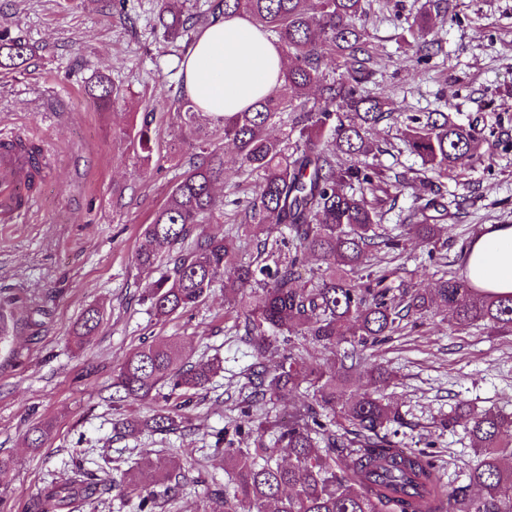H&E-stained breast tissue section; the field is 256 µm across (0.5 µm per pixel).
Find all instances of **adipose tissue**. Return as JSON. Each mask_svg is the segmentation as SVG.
I'll return each instance as SVG.
<instances>
[{"instance_id": "obj_1", "label": "adipose tissue", "mask_w": 512, "mask_h": 512, "mask_svg": "<svg viewBox=\"0 0 512 512\" xmlns=\"http://www.w3.org/2000/svg\"><path fill=\"white\" fill-rule=\"evenodd\" d=\"M286 66L278 44L243 15L203 30L182 70L186 96L198 111L248 109L278 84ZM466 276L479 289L512 294V225L490 224L467 251Z\"/></svg>"}]
</instances>
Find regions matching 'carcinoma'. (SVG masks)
<instances>
[{"instance_id":"carcinoma-1","label":"carcinoma","mask_w":512,"mask_h":512,"mask_svg":"<svg viewBox=\"0 0 512 512\" xmlns=\"http://www.w3.org/2000/svg\"><path fill=\"white\" fill-rule=\"evenodd\" d=\"M365 0H212L207 9L183 15L172 0H160L163 37L195 43L198 35L223 15L242 14L262 31L278 38L290 63L278 86L252 108L230 115L199 112L183 103V120L195 150L192 162L146 225V245L134 258L138 268L157 273L146 289L153 315L166 321L194 310L218 282L224 301L244 316V331L255 352L249 368L250 392L242 399L243 419L235 432L252 428L251 409L278 399L307 382L313 399L293 408L288 423L272 424L274 446L235 448L227 445L224 471L235 486L233 498L212 490L208 512H512V412L495 406L467 405L440 420L450 429L462 422L475 442V464L468 482L444 486L436 461L397 447L388 430L403 422L399 409L371 392L346 397L351 374L382 382L392 371L367 363L357 350L340 352L353 343L363 349L388 341L400 321L425 316L439 308L462 326L483 325L494 332H512V294L497 295L472 286L464 278H444L427 293L401 290L392 294L391 272L362 275L373 253L400 249L405 238L436 246L443 232L436 196H429L401 232H378L379 212L367 194L388 184L382 172L357 161L371 151L367 129L388 117L385 102L362 90L374 60L366 49L367 30L357 26ZM338 60L339 73L322 68L324 51ZM31 47L0 34V69L17 70ZM317 86L321 100L306 91ZM88 96L106 107L116 97L111 80L98 76ZM286 116L293 144L265 134L276 118ZM156 113L146 112L138 131L143 150L150 149V126ZM409 145L435 175L463 166L475 157L477 133L441 110L411 119ZM238 149L241 168L262 177L249 202L246 227L258 238V255L244 262L230 236L210 234L206 225L224 217V152L218 141ZM349 163L338 162V157ZM344 183L359 192L347 194ZM314 258L325 265L309 283L301 269ZM231 280H224L228 268ZM100 313L86 309L73 331L81 345L95 333ZM26 325L15 301L0 298V353L11 348L15 332ZM331 354L325 363L307 364L294 338ZM275 351V366L266 362ZM220 370L215 359L185 361L172 338L144 344L128 353L112 377L108 402L118 408L128 400L150 402L166 388L178 395L172 407L154 409L142 419L119 417L113 429L130 434L168 435L189 420L192 397ZM339 418L345 433L336 434L323 417ZM51 426L37 423L26 431L31 448L49 439ZM288 457L283 464L274 459ZM141 467L153 472L145 484L133 471L125 483L140 498L141 512L171 499L180 473L164 459L149 458ZM112 489V481L78 467L33 503V512H81L89 502Z\"/></svg>"}]
</instances>
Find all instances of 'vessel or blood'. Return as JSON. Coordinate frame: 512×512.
<instances>
[{
  "instance_id": "b4317fda",
  "label": "vessel or blood",
  "mask_w": 512,
  "mask_h": 512,
  "mask_svg": "<svg viewBox=\"0 0 512 512\" xmlns=\"http://www.w3.org/2000/svg\"><path fill=\"white\" fill-rule=\"evenodd\" d=\"M48 157L33 159L13 135L0 136V223L16 224L37 199L28 191L39 169L47 168Z\"/></svg>"
}]
</instances>
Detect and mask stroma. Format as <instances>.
Returning <instances> with one entry per match:
<instances>
[{
    "label": "stroma",
    "mask_w": 512,
    "mask_h": 512,
    "mask_svg": "<svg viewBox=\"0 0 512 512\" xmlns=\"http://www.w3.org/2000/svg\"><path fill=\"white\" fill-rule=\"evenodd\" d=\"M157 2L112 0L104 13L98 0H0V27L33 48L21 69L0 70V131L45 144L55 159L38 206L20 223H0V295L30 314L13 356L0 362V457L11 461L0 470V512H28L32 497L75 467L114 477L145 457L179 459L185 473L174 498L152 512H206L212 483L234 493L213 446L239 415L253 361L243 321L226 312L220 285L193 311L157 321L143 299L152 276L133 263L192 156L176 99L182 68L160 37ZM423 2L369 0L366 48L375 65L365 88L393 112L369 129L365 162L388 176L421 169L404 138L411 116L445 107L456 122L478 123L477 159L437 182L439 200L459 207L443 235L447 263L415 240L371 262V271L392 270L395 284L427 291L442 276L464 277L462 249L485 225L512 224V0H453V11L433 19L441 48L427 61L415 51L413 26ZM98 73L118 92L107 109L85 91ZM150 110L146 153L131 140ZM223 149L224 220L208 230L220 236L238 227L234 246L250 258L256 240L241 222L260 178L234 165L232 142ZM90 307L100 309V325L79 348L72 327ZM169 337L189 360L221 358L223 372L195 396L187 433L117 435V413L141 417L149 407L129 400L116 411L105 402L114 370L131 350ZM368 356L394 378L375 386L353 378L349 394L384 395L405 421L395 441L437 455L442 482L465 481L470 436L438 421L460 403L512 411V335L459 328L448 313H432L402 321ZM42 421L52 422L51 438L27 448L28 427Z\"/></svg>",
    "instance_id": "35a3bbf8"
}]
</instances>
